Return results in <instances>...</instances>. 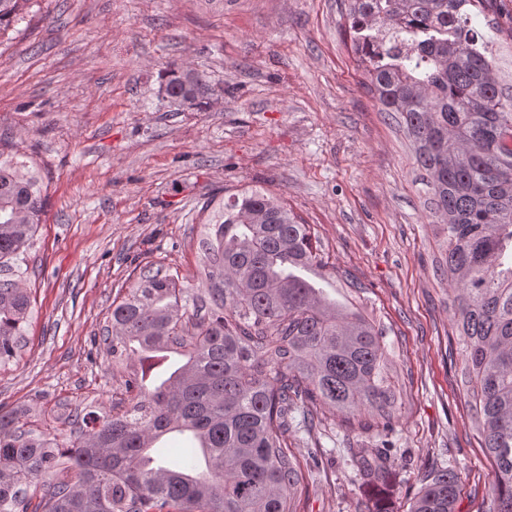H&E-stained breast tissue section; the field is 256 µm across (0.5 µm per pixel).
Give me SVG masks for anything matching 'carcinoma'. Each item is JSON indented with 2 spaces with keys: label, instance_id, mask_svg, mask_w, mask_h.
<instances>
[{
  "label": "carcinoma",
  "instance_id": "cac0c4a2",
  "mask_svg": "<svg viewBox=\"0 0 512 512\" xmlns=\"http://www.w3.org/2000/svg\"><path fill=\"white\" fill-rule=\"evenodd\" d=\"M356 52L381 110L404 125L426 172L443 237L441 276L456 280L454 333L480 445L495 470L490 512H512V94L472 24L493 0H346ZM31 0H0V36ZM163 90L203 109L213 90L173 68ZM46 200L40 172L0 151V367L17 357L32 314L23 264ZM199 241L198 284L149 268L98 341L125 367L112 408L57 404L60 444L0 406V512H28L26 488L48 479L34 512H297L303 474L288 454L295 414L323 406L365 428L392 429L396 388L385 330L333 286L307 224L259 191L234 195ZM189 433L204 458L149 454ZM369 483L379 459L361 457ZM459 474L429 475L409 512H456Z\"/></svg>",
  "mask_w": 512,
  "mask_h": 512
}]
</instances>
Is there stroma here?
<instances>
[{"label":"stroma","instance_id":"obj_1","mask_svg":"<svg viewBox=\"0 0 512 512\" xmlns=\"http://www.w3.org/2000/svg\"><path fill=\"white\" fill-rule=\"evenodd\" d=\"M344 0H34L0 40V142L28 153L48 204L28 254L33 316L0 369V406L66 438L53 410L112 406V362L93 343L141 267L198 275L200 233L228 197L259 189L310 225L337 301L385 331L393 428L360 432L317 407L288 449L298 512H363L357 454L382 456L407 512L427 475L455 466L457 512H489L495 475L461 389L454 285L444 280L428 178L404 126L381 112L345 32ZM512 84V0L475 13ZM187 66L215 90L169 102ZM360 283V292L348 281ZM163 90L165 95L179 105L203 109L210 105L214 95L209 83L197 72L189 68H173L164 73Z\"/></svg>","mask_w":512,"mask_h":512}]
</instances>
